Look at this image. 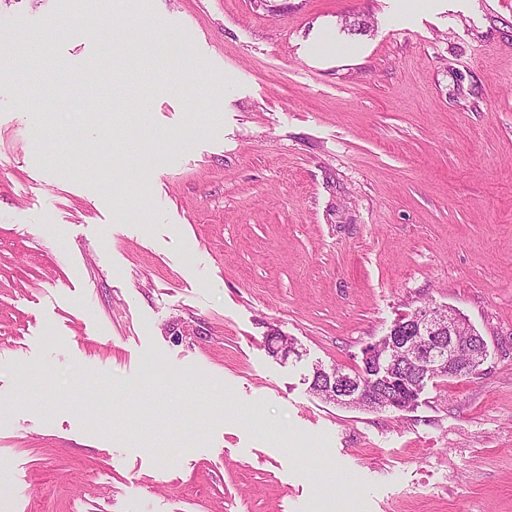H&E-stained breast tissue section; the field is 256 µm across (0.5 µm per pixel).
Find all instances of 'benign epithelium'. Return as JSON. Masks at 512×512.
I'll return each mask as SVG.
<instances>
[{"instance_id": "benign-epithelium-1", "label": "benign epithelium", "mask_w": 512, "mask_h": 512, "mask_svg": "<svg viewBox=\"0 0 512 512\" xmlns=\"http://www.w3.org/2000/svg\"><path fill=\"white\" fill-rule=\"evenodd\" d=\"M487 356L484 339L446 307L420 308L399 321L382 339L362 351L360 374L338 369L313 372L312 382L330 393L336 404L395 411L407 407L402 393L392 394L404 382L399 369L427 373L473 374Z\"/></svg>"}]
</instances>
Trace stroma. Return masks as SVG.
<instances>
[{
	"label": "stroma",
	"mask_w": 512,
	"mask_h": 512,
	"mask_svg": "<svg viewBox=\"0 0 512 512\" xmlns=\"http://www.w3.org/2000/svg\"><path fill=\"white\" fill-rule=\"evenodd\" d=\"M81 13L0 66V512H512V0H0V40ZM425 306L476 374L311 393Z\"/></svg>",
	"instance_id": "stroma-1"
}]
</instances>
